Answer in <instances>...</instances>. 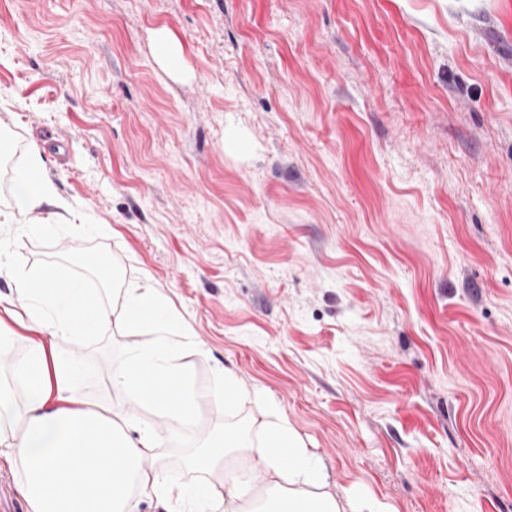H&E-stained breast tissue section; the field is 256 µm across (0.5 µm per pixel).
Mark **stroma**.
<instances>
[{
    "instance_id": "1",
    "label": "stroma",
    "mask_w": 512,
    "mask_h": 512,
    "mask_svg": "<svg viewBox=\"0 0 512 512\" xmlns=\"http://www.w3.org/2000/svg\"><path fill=\"white\" fill-rule=\"evenodd\" d=\"M0 145V212L36 149L101 227L47 207L0 260L94 288L107 251L332 492L512 512V0H0ZM132 342L78 349L87 393ZM155 55L172 71H179L183 66L181 47L167 33L160 32L154 40Z\"/></svg>"
}]
</instances>
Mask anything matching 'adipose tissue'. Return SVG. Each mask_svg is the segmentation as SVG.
<instances>
[{"label": "adipose tissue", "instance_id": "obj_1", "mask_svg": "<svg viewBox=\"0 0 512 512\" xmlns=\"http://www.w3.org/2000/svg\"><path fill=\"white\" fill-rule=\"evenodd\" d=\"M15 215L39 223L50 206L73 214L71 204L46 179L38 151L15 177ZM12 283L0 294V350L25 339L14 360L12 381L0 384V457L19 472L26 512H139L143 499L165 503L168 512H387L376 501L332 493L325 464L310 452L285 414L248 390L231 369H217L207 396L191 385L181 352L194 346L191 327L173 303L151 284L122 288L120 310L106 307L98 292L54 264L33 271L0 264ZM149 334L129 346L109 375L121 404L94 408L84 390L83 362L74 347L115 332ZM216 412L250 402L247 428L224 427L187 457L197 479L170 477L162 447L186 442L202 403ZM151 409L177 430L161 437L135 412Z\"/></svg>", "mask_w": 512, "mask_h": 512}]
</instances>
